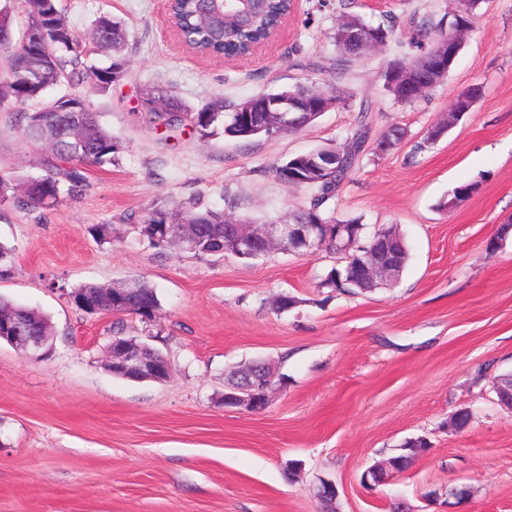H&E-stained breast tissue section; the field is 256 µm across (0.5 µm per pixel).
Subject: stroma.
<instances>
[{"label":"stroma","mask_w":512,"mask_h":512,"mask_svg":"<svg viewBox=\"0 0 512 512\" xmlns=\"http://www.w3.org/2000/svg\"><path fill=\"white\" fill-rule=\"evenodd\" d=\"M457 0H294L279 36L255 54L206 57L182 46L164 0H60L84 34L96 18L125 22L127 75L88 95L119 142L114 164L88 166L82 196L28 212L0 205L10 247L0 296L51 324L48 353L0 342V512H319L315 490L336 484V512H448L450 487L465 512H512V410L494 378L512 373V0H481L447 77L414 105L384 87L389 61L409 53L410 17L447 24ZM376 25L395 17L385 47L330 70L340 15ZM298 83H327L344 98L307 128L242 141L215 127L203 138L147 123L141 91L155 85L199 107ZM482 97L448 134L427 135L472 86ZM372 136L402 142L368 154L336 193L340 219L394 224L409 260L398 280L367 294L323 287L343 259L274 249L243 261L155 246L135 217L155 201H194L259 224L287 220L307 194L271 168L343 144L362 101ZM38 148L0 112V176L40 175ZM476 190L455 209L449 192ZM502 236L496 252L488 239ZM142 279L160 302L156 321L89 315L71 299L86 283ZM295 296L291 310L272 301ZM133 336L166 356L163 383L112 374L106 348ZM270 362L286 378L258 411L224 404L233 368ZM469 408V428L451 415ZM429 448L373 488L363 472L410 438ZM304 463L288 481V460Z\"/></svg>","instance_id":"obj_1"}]
</instances>
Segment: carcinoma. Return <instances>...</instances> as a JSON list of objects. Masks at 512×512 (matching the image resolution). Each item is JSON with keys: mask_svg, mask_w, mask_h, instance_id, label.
<instances>
[{"mask_svg": "<svg viewBox=\"0 0 512 512\" xmlns=\"http://www.w3.org/2000/svg\"><path fill=\"white\" fill-rule=\"evenodd\" d=\"M482 0H467L462 9L451 14L449 30L473 29L474 14ZM291 0H264L259 15L246 24L236 13H223L221 4L214 10L202 12L197 0H176L172 17L175 25L183 30L189 44L202 53L213 57H233L248 52L273 32L281 19L288 15ZM23 30L40 27L47 33V40L37 44L24 41V37L9 38L0 42V55L8 63L7 76L0 79V112L14 115L15 125L23 140L42 147L45 154L39 160L43 174L31 177L15 175L9 179L0 177V204L10 202L31 210L49 209L66 194L78 197L88 189L82 173L87 165L111 164L117 160L120 145L99 122L96 112H74L66 105L82 95L81 88L95 93H106L127 72L128 59L124 53L128 32L118 19L102 17L94 22L83 42L66 22L56 0H21ZM371 30L357 15H346L336 25L333 41L339 54L332 60L331 68L344 69L351 57L362 56L366 50L362 39H353L355 32ZM439 37L432 27L422 22L415 26L409 44L414 53L391 61L384 72V86L393 99L404 105L419 101L443 77L447 76L451 64H444L440 71H430L424 60L423 49ZM108 59L106 65H96L87 58L86 45ZM66 85L72 92L66 98L46 99L44 90ZM293 93L301 105L300 111L313 112L316 104H340L343 97L334 88L315 89L309 85H297ZM142 95L154 100L157 106L147 117L155 127L169 130L190 124L200 137L211 134V129L220 124L224 135L236 137L241 133L238 107L249 103L247 97L236 103L213 100L201 107H193L168 91L148 86ZM372 103H361L354 126L342 147H325L313 151L317 156L329 158L327 169L318 183L307 182L304 166L288 160L272 167L274 177L280 176V168H291L297 185L309 191L302 207L290 214L294 223H313L322 226L325 233L333 232L336 225L345 223L356 230L359 239H364L366 225L358 219L343 221L336 216L330 201L336 196L341 184L348 180L358 168L366 153L371 151ZM85 130L86 142L80 149L73 148L61 134L71 128ZM167 218L186 224H198L203 230V241L195 254L199 256L224 255V211L201 208L196 203L172 206L167 201L155 202L143 215L139 235L148 239L149 228L161 226ZM362 272L354 253H349L340 269H333L322 282V286L338 292L368 293L370 289L361 281ZM138 304H159L153 288L141 282L138 297L126 298L112 303L105 312L115 315H135ZM0 308L8 310L27 324L29 333L48 336L49 322L37 309L17 305L0 298ZM428 441L423 437L411 438L397 453L387 459L396 472L404 471L412 459L425 452Z\"/></svg>", "mask_w": 512, "mask_h": 512, "instance_id": "1", "label": "carcinoma"}]
</instances>
